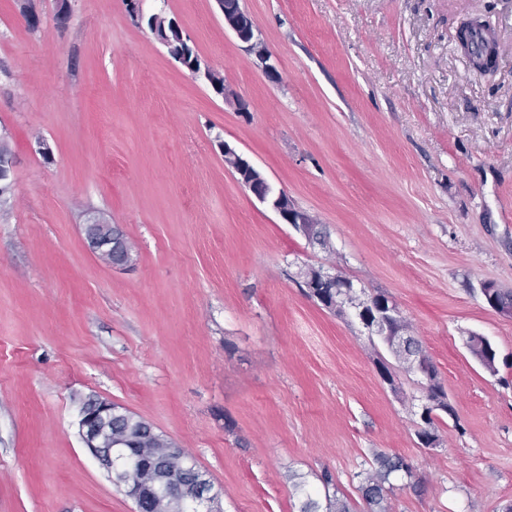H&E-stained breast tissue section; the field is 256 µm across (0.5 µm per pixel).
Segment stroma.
I'll use <instances>...</instances> for the list:
<instances>
[{
	"label": "stroma",
	"mask_w": 512,
	"mask_h": 512,
	"mask_svg": "<svg viewBox=\"0 0 512 512\" xmlns=\"http://www.w3.org/2000/svg\"><path fill=\"white\" fill-rule=\"evenodd\" d=\"M0 0V132L14 183L0 207V512H136L84 447L91 398L140 417L207 472L220 512H300L330 472L361 506L373 452L420 490L391 512L512 506V0H243L276 78L214 0H166L240 99L196 81L127 0ZM491 72L455 42L472 18ZM240 149L325 225L309 243L224 164ZM120 225L129 268L89 248ZM322 267L393 299L452 402L440 445L376 369L367 331L310 299ZM485 336L496 373L471 355ZM105 224L107 223L94 217H89L85 223V235L92 251L98 253L103 251L112 252L113 249L119 250L121 248V237L110 231L117 227H112V224L108 225L109 231H107ZM484 288L485 289H483V293H484V296H485V299H486V302L488 303V305L500 316H502L504 318L511 319L512 318V305H511L512 304V291L504 292L499 289L496 290L498 299L502 302H507V303L502 304V303L498 302L494 296V291H493V289H491V288H494L493 285L488 284V285L484 286Z\"/></svg>",
	"instance_id": "1"
}]
</instances>
